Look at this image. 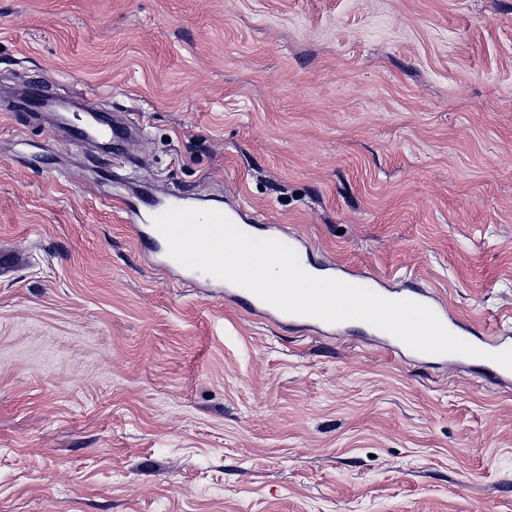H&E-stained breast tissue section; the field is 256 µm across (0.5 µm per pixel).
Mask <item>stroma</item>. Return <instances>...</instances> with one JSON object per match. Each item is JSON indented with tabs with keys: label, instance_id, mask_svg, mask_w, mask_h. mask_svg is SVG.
Masks as SVG:
<instances>
[{
	"label": "stroma",
	"instance_id": "obj_1",
	"mask_svg": "<svg viewBox=\"0 0 512 512\" xmlns=\"http://www.w3.org/2000/svg\"><path fill=\"white\" fill-rule=\"evenodd\" d=\"M143 191L512 336V0H0V512H512V387L231 307ZM94 112L84 114L83 127L74 135L75 141L85 139H99L112 146L111 155L120 156L121 145L124 139V130L115 123H103ZM118 203L128 216L129 222L133 224L136 229L139 239H146L151 242L155 249H163L165 258L167 261H171V257L168 255L167 243L164 237L159 231L153 226L152 219L155 216L163 214L172 208H202V209H214L222 212L228 217V219L241 230L242 216L235 208H230L225 213L224 207L207 203V200L202 198H149L140 197L135 200L127 197L118 199ZM251 227V226H250Z\"/></svg>",
	"mask_w": 512,
	"mask_h": 512
}]
</instances>
